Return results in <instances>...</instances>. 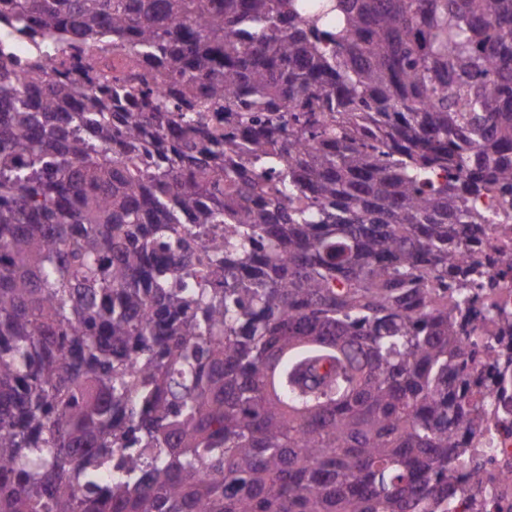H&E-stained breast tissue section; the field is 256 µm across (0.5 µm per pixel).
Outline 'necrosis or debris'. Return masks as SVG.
I'll return each instance as SVG.
<instances>
[{
    "instance_id": "obj_1",
    "label": "necrosis or debris",
    "mask_w": 512,
    "mask_h": 512,
    "mask_svg": "<svg viewBox=\"0 0 512 512\" xmlns=\"http://www.w3.org/2000/svg\"><path fill=\"white\" fill-rule=\"evenodd\" d=\"M479 205L490 222L479 233L456 237L461 260L449 268L448 279L460 280L474 262L483 265L484 277L461 316L465 368L453 388L484 410L481 430L459 437L484 465L477 472L465 461L449 468L448 485L456 491L450 506L453 512H512V383L501 376L512 358V328L502 324L512 318V269L501 262L503 253L512 252V224L505 223L499 198H483Z\"/></svg>"
}]
</instances>
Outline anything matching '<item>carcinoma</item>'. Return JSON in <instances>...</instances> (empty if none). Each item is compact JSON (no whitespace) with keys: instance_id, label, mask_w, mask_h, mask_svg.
I'll return each instance as SVG.
<instances>
[{"instance_id":"carcinoma-1","label":"carcinoma","mask_w":512,"mask_h":512,"mask_svg":"<svg viewBox=\"0 0 512 512\" xmlns=\"http://www.w3.org/2000/svg\"><path fill=\"white\" fill-rule=\"evenodd\" d=\"M6 21L45 41L0 60V512H448L449 235L512 194V0ZM76 39L167 92L41 77Z\"/></svg>"}]
</instances>
